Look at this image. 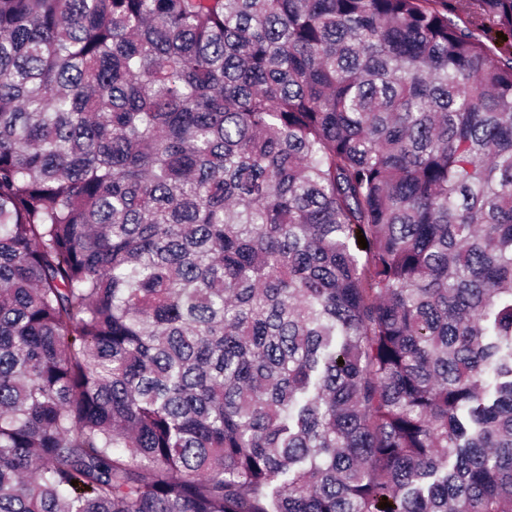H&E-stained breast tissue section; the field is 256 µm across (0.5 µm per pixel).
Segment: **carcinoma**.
Here are the masks:
<instances>
[{
    "label": "carcinoma",
    "mask_w": 512,
    "mask_h": 512,
    "mask_svg": "<svg viewBox=\"0 0 512 512\" xmlns=\"http://www.w3.org/2000/svg\"><path fill=\"white\" fill-rule=\"evenodd\" d=\"M0 512H512V0H0Z\"/></svg>",
    "instance_id": "carcinoma-1"
}]
</instances>
